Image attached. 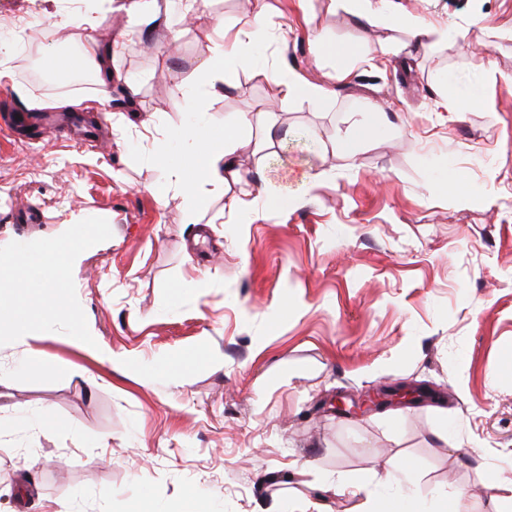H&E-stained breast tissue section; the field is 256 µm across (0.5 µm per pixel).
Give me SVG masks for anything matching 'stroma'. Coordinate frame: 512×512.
Segmentation results:
<instances>
[{
    "instance_id": "stroma-1",
    "label": "stroma",
    "mask_w": 512,
    "mask_h": 512,
    "mask_svg": "<svg viewBox=\"0 0 512 512\" xmlns=\"http://www.w3.org/2000/svg\"><path fill=\"white\" fill-rule=\"evenodd\" d=\"M267 3L256 60L202 103L192 91L214 21L247 27L244 0H210L187 21L168 0L172 39L104 13L99 38L123 36L117 78L103 109L87 111L76 102L99 93L94 78L51 93L28 75L82 43L52 24L61 0H0V25L15 29L0 35V114L62 120L22 141L0 132V247L106 219L111 238L73 266L98 345L151 363L207 342L222 362L162 383L61 332L0 345V512H257L264 501L354 512L328 478L380 496L395 464L416 474L422 512L457 488L473 512H499L493 487L512 481V0H388L371 24L345 0ZM408 15L467 39L421 47L400 24ZM317 34L390 53L381 69L330 83L321 105H276L275 142L244 152L227 189L251 192V211L217 223L220 190L187 205L167 186L164 134L188 146L196 127L233 122L283 59L328 83L336 62L315 56ZM475 88L469 108L434 110L440 94ZM371 108L369 135L335 152ZM116 111L130 124L122 137ZM401 380L435 395L334 410L337 395Z\"/></svg>"
}]
</instances>
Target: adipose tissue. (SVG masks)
Returning <instances> with one entry per match:
<instances>
[{"label":"adipose tissue","instance_id":"adipose-tissue-1","mask_svg":"<svg viewBox=\"0 0 512 512\" xmlns=\"http://www.w3.org/2000/svg\"><path fill=\"white\" fill-rule=\"evenodd\" d=\"M252 10L248 28L236 31L221 29L219 38L206 49L201 85L206 96L224 94L235 80L237 69L250 59L258 36L268 29L266 0H249ZM266 100L257 102L252 111L241 114L239 125L258 126L265 137H272L275 116L270 102L305 100L320 103L328 94L327 88L313 84L295 71L275 70L268 74ZM244 146L234 128H225L223 135L202 138L197 150L180 154L170 167L174 186L186 198L194 201L201 191L223 189L239 175L238 157Z\"/></svg>","mask_w":512,"mask_h":512}]
</instances>
